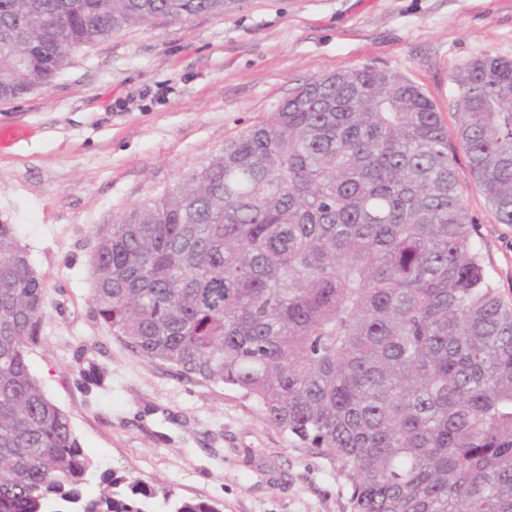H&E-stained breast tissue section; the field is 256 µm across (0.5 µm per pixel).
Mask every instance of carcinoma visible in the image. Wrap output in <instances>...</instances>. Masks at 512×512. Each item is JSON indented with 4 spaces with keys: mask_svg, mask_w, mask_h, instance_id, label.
<instances>
[{
    "mask_svg": "<svg viewBox=\"0 0 512 512\" xmlns=\"http://www.w3.org/2000/svg\"><path fill=\"white\" fill-rule=\"evenodd\" d=\"M224 0H0V99L72 52ZM461 121L411 80L349 66L164 195L96 230V313L133 354L256 401L288 441L336 456L352 512H512V302L488 274L462 149L512 226V60L454 76ZM45 286L0 224V512H222L94 462L28 354ZM102 389L105 369H79Z\"/></svg>",
    "mask_w": 512,
    "mask_h": 512,
    "instance_id": "cac0c4a2",
    "label": "carcinoma"
}]
</instances>
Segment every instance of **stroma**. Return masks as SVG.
<instances>
[{
    "mask_svg": "<svg viewBox=\"0 0 512 512\" xmlns=\"http://www.w3.org/2000/svg\"><path fill=\"white\" fill-rule=\"evenodd\" d=\"M512 60V0H224L220 14L134 26L75 51L49 86L0 100L28 136L0 150V224L41 275L30 368L86 455L224 512H351L333 456L291 445L257 403L133 355L97 316L99 227L180 183L298 87L348 66L400 74L456 127L454 75ZM456 171L490 277L512 300V226ZM110 374L85 390L80 367Z\"/></svg>",
    "mask_w": 512,
    "mask_h": 512,
    "instance_id": "35a3bbf8",
    "label": "stroma"
}]
</instances>
